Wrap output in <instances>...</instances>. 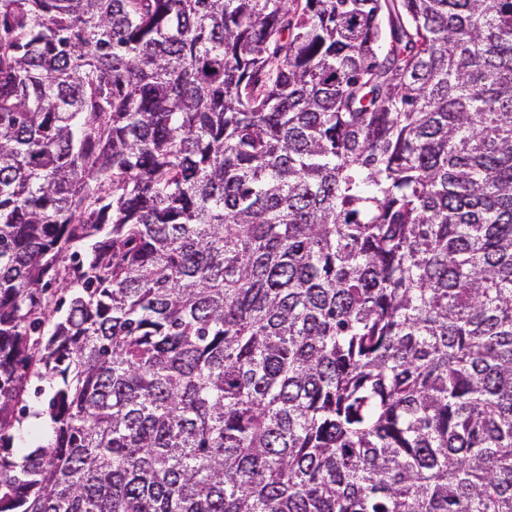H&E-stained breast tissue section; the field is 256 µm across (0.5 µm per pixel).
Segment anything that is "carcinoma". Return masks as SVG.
Wrapping results in <instances>:
<instances>
[{
    "label": "carcinoma",
    "instance_id": "carcinoma-1",
    "mask_svg": "<svg viewBox=\"0 0 512 512\" xmlns=\"http://www.w3.org/2000/svg\"><path fill=\"white\" fill-rule=\"evenodd\" d=\"M0 512H512V0H0Z\"/></svg>",
    "mask_w": 512,
    "mask_h": 512
}]
</instances>
